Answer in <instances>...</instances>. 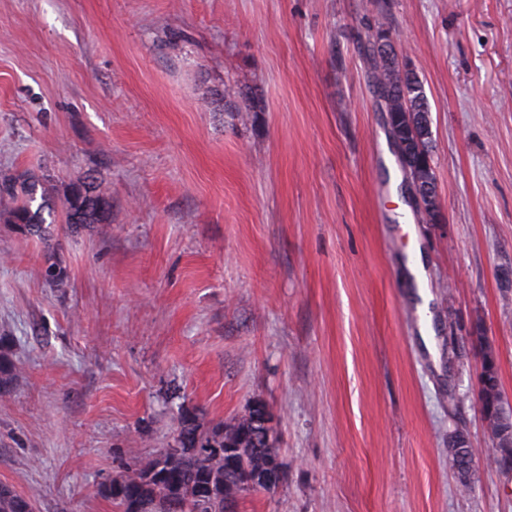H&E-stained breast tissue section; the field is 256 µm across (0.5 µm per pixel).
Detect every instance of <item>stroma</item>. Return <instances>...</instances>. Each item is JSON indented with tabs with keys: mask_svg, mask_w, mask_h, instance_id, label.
<instances>
[{
	"mask_svg": "<svg viewBox=\"0 0 512 512\" xmlns=\"http://www.w3.org/2000/svg\"><path fill=\"white\" fill-rule=\"evenodd\" d=\"M384 22L430 105L439 224L392 188L361 49ZM3 178L55 204L27 239L0 197V484L34 512H116L101 488L183 411L208 431L257 399L283 480L238 512H512L472 341L512 402V0H0ZM83 182L111 208L74 232ZM75 187V185L71 186L69 188V190L67 191L66 195H65V201H64V206H65V216H64V220H65V224H70V226L72 228H78L80 226H83L84 224H94V223H98L100 221H102L104 219V216H105V213H99L98 211H96L94 208H90L88 210L85 211V221L83 224L82 223V220H83V212L82 211H76V212H72L71 213V218H70V223L69 222V213L74 209V208H78L80 207L84 200L77 194L73 193V188ZM475 343L482 354L483 365L488 371V386L485 388L484 405L487 409H490L494 404L492 399L493 392L499 384L497 366L491 359H488L487 362L485 361L486 357L489 355L487 352L488 347L485 337L477 336V341H475ZM261 403L263 406L261 407V413L257 418L259 429L257 431V437L255 438V442L258 446L269 444L271 438H274V423L276 420L275 415L268 404L265 401Z\"/></svg>",
	"mask_w": 512,
	"mask_h": 512,
	"instance_id": "obj_1",
	"label": "stroma"
}]
</instances>
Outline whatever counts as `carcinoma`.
<instances>
[{
  "mask_svg": "<svg viewBox=\"0 0 512 512\" xmlns=\"http://www.w3.org/2000/svg\"><path fill=\"white\" fill-rule=\"evenodd\" d=\"M363 50L375 105H380L382 99H389L392 109L398 112L395 126L399 137L415 141L418 148L410 160L400 161L401 167L411 177L421 166L434 174L432 130H427L420 139L413 134V130L419 129L417 113L428 105L421 97V82L411 70L388 64L375 50L374 42L363 45ZM37 188L34 182L19 186L0 182V195L14 202L10 221L25 238L46 235L44 212H53L47 193H39ZM476 346L487 359L484 367L488 371V386L484 405L489 409L499 384L497 366L488 359L485 337H477ZM15 375V364L0 350V396L9 393ZM252 415L250 409L233 425H217L203 431L195 415L183 414L174 446L145 463H129L123 474L104 486L102 493L114 501L121 512H225L227 500L253 491L246 481L248 475L282 465L276 445L261 450L252 446L249 437ZM226 443L236 449L234 471L228 468L224 455L201 452L203 448H222ZM487 460L497 468H508L512 460V424L503 430L499 446L488 449ZM0 512H33V505L26 497L1 484Z\"/></svg>",
  "mask_w": 512,
  "mask_h": 512,
  "instance_id": "obj_1",
  "label": "carcinoma"
}]
</instances>
